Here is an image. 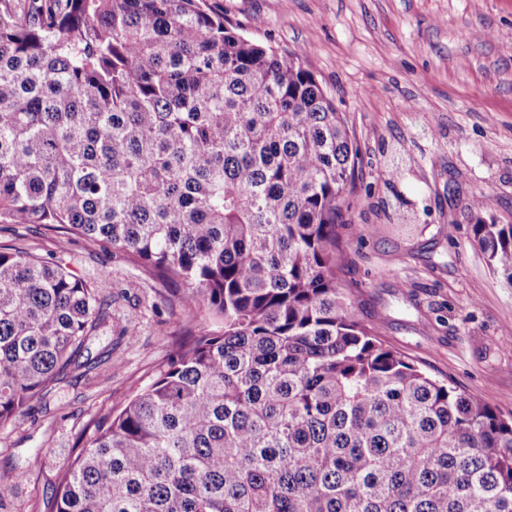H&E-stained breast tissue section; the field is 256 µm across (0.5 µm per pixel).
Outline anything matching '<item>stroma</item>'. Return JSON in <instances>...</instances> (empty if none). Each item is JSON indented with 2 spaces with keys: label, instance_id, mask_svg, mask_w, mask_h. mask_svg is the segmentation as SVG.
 Returning a JSON list of instances; mask_svg holds the SVG:
<instances>
[{
  "label": "stroma",
  "instance_id": "35a3bbf8",
  "mask_svg": "<svg viewBox=\"0 0 512 512\" xmlns=\"http://www.w3.org/2000/svg\"><path fill=\"white\" fill-rule=\"evenodd\" d=\"M250 38L300 57L340 111L359 155L337 277L384 344L435 379L512 414V285L472 240L512 223V0H223ZM0 244L108 275L112 314L92 353L46 398L0 427V512H51L62 466L94 421L123 405L190 333L168 286L119 253L35 224Z\"/></svg>",
  "mask_w": 512,
  "mask_h": 512
}]
</instances>
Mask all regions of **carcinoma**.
Here are the masks:
<instances>
[{"label": "carcinoma", "instance_id": "cac0c4a2", "mask_svg": "<svg viewBox=\"0 0 512 512\" xmlns=\"http://www.w3.org/2000/svg\"><path fill=\"white\" fill-rule=\"evenodd\" d=\"M358 148L299 58L219 0H0V224L182 287L183 340L55 512H512V415L431 378L336 276ZM474 243L512 285V223ZM106 277L0 245V426L108 321Z\"/></svg>", "mask_w": 512, "mask_h": 512}]
</instances>
